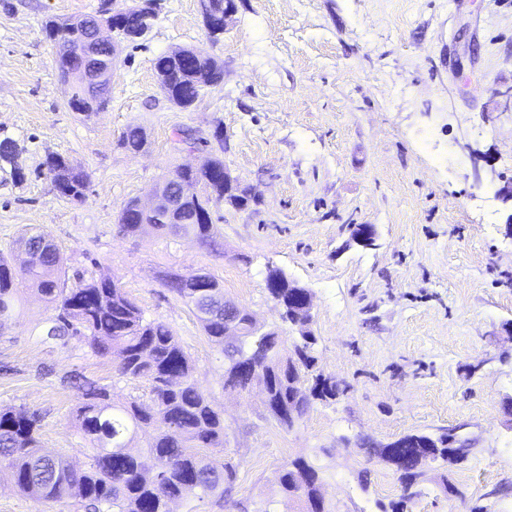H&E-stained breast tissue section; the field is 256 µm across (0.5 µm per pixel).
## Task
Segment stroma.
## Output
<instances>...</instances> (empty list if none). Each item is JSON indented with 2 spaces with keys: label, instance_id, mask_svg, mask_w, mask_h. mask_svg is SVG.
<instances>
[{
  "label": "stroma",
  "instance_id": "1",
  "mask_svg": "<svg viewBox=\"0 0 512 512\" xmlns=\"http://www.w3.org/2000/svg\"><path fill=\"white\" fill-rule=\"evenodd\" d=\"M100 0H0V251L45 229L68 272L114 280L147 318L166 323L224 413L218 459L236 471L224 507L173 512H300L280 476L303 459L330 512H391L393 466L369 447L407 434L454 432L474 448L432 462L405 512H512V0H236L212 40L198 0H163L149 34L123 45L104 112L67 106L51 17L95 12ZM194 48L224 65L187 109L167 101L155 58ZM142 128L139 153L119 144ZM196 136L193 147L176 140ZM60 155L89 175L82 201L60 197L46 168ZM223 159L251 191L247 205L213 204L215 235L127 236L118 216L181 165ZM376 230L357 243V225ZM281 269L311 296L312 354L341 387L311 401L292 428L260 391L224 385V361L191 309L161 278L204 270L262 329L280 323L266 287ZM52 309L32 290L0 330V408L44 415L41 444L77 464L78 372L114 400L148 398L147 380L116 374L86 344L41 343ZM0 512H76L38 504L0 476Z\"/></svg>",
  "mask_w": 512,
  "mask_h": 512
}]
</instances>
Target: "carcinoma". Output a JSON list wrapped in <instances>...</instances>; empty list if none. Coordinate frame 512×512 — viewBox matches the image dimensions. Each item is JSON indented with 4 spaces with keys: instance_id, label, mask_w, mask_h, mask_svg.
<instances>
[{
    "instance_id": "1",
    "label": "carcinoma",
    "mask_w": 512,
    "mask_h": 512,
    "mask_svg": "<svg viewBox=\"0 0 512 512\" xmlns=\"http://www.w3.org/2000/svg\"><path fill=\"white\" fill-rule=\"evenodd\" d=\"M102 20L87 14L68 26L67 21L50 18L43 32L56 49L55 62L61 78L73 77L82 61L73 47L84 32ZM156 74L163 77L170 101L180 108L192 106L202 84L223 80L224 68L205 53L190 49L179 57L162 54L155 59ZM68 107L86 116L105 109L102 102L91 105L73 85ZM121 146L131 153L144 146L138 127H128ZM47 168L57 193L70 200H81L88 188V175L82 167L62 156L47 160ZM174 186L200 184L210 195L196 192L183 196L176 212L177 223L154 224L162 233L191 234L201 242L213 238L210 204L223 199L237 205L243 190L229 195L224 190V161L210 159L192 169L178 168ZM120 231L134 235L144 229L135 203L122 210ZM26 256L17 259L0 253V327L15 316L20 302V285L26 284L55 311L42 335L45 343L67 345L71 340L88 344L100 357L117 359L116 372L127 379L145 378L150 397L132 398L124 403L111 401L109 390L80 374H72L69 384L79 396L75 420L88 443V462L82 469L66 458L40 448L42 416L35 410L0 409V465L6 464L13 485L40 504L74 496L85 512H172L170 504L190 497L216 498L223 506L232 491L235 470L212 458L206 448L224 445V415L212 405L209 394L199 385L195 367L177 336L165 323L145 318L141 308L122 288L108 278L69 277L57 245L44 232L24 236ZM163 285L193 310L204 334L224 358V384L240 390L258 388L268 397L270 415L285 428L288 410L300 417L312 399L336 398V384L316 370L311 347L313 335L295 337L285 346L278 329L258 332L252 315L240 311L245 330L238 343L224 336V287L213 276L200 271L170 274ZM269 294L288 319L295 318L288 299L293 289H269ZM312 380L310 386L305 381ZM146 436V446L134 452L132 442ZM402 491L398 506L416 496L415 487L423 476L416 456L448 460L455 453L457 462L468 459L472 448L465 439L444 433L404 436ZM285 496L304 504V512H327L320 496L318 474L306 461L298 459L280 477Z\"/></svg>"
}]
</instances>
